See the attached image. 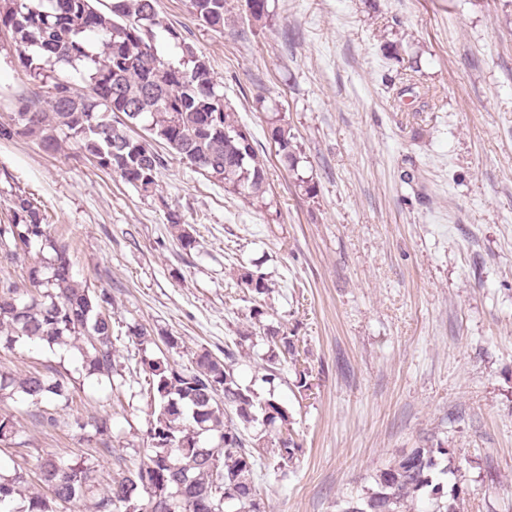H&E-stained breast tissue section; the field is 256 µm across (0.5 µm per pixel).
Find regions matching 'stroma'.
I'll list each match as a JSON object with an SVG mask.
<instances>
[{
	"instance_id": "obj_1",
	"label": "stroma",
	"mask_w": 512,
	"mask_h": 512,
	"mask_svg": "<svg viewBox=\"0 0 512 512\" xmlns=\"http://www.w3.org/2000/svg\"><path fill=\"white\" fill-rule=\"evenodd\" d=\"M270 17L222 31L186 0L160 18L207 57L224 96L268 161L265 206L168 161L145 197L64 144L0 141V221L10 191L30 194L51 235L72 246V275L112 296L119 392L86 376L73 352L0 348L17 373L51 363L83 401L54 431L23 425L34 455L94 461L80 423L112 405L123 466L143 458L150 405L142 357L192 367L206 348L238 355L235 376L275 396L302 451L287 475L262 476L265 512H340L403 450L448 448L466 512H512V0H268ZM394 42L387 51L386 42ZM436 99L400 94L402 73ZM0 32V106L33 87ZM288 123L296 173L269 123ZM314 183L306 194L301 181ZM191 227L182 249L169 213ZM273 288L264 313L240 273ZM139 322L175 348L139 354ZM286 325L311 373L274 390L254 379L263 333Z\"/></svg>"
}]
</instances>
